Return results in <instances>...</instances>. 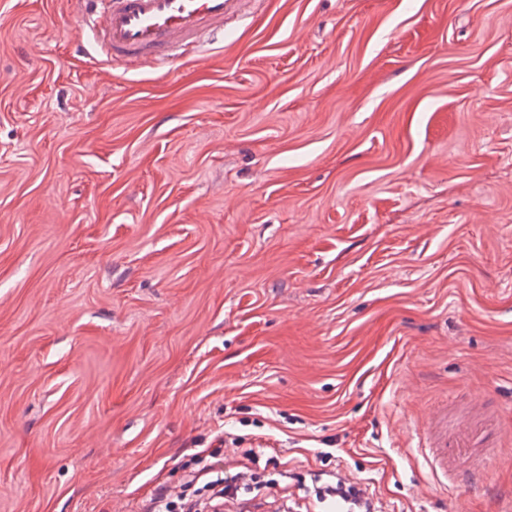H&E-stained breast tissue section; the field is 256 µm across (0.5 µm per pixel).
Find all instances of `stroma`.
Returning a JSON list of instances; mask_svg holds the SVG:
<instances>
[{"label":"stroma","mask_w":512,"mask_h":512,"mask_svg":"<svg viewBox=\"0 0 512 512\" xmlns=\"http://www.w3.org/2000/svg\"><path fill=\"white\" fill-rule=\"evenodd\" d=\"M477 397L452 495L417 435ZM219 442L298 501L512 496V0H248L129 72L0 0V512H138ZM322 475H326L330 477L322 486L317 487L315 490V499L313 498V503H309V506H312V510H309L307 506H305V511H314L320 512V510H316L319 505L327 502L329 499L341 500L346 503H359L364 501V510H359L360 512H375L377 510L378 501L375 500L373 493L371 492L368 495L366 488L358 482H350L345 481L336 477L335 472L323 473Z\"/></svg>","instance_id":"1"}]
</instances>
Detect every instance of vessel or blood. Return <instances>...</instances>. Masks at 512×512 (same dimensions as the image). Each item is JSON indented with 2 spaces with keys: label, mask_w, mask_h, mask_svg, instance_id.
I'll use <instances>...</instances> for the list:
<instances>
[{
  "label": "vessel or blood",
  "mask_w": 512,
  "mask_h": 512,
  "mask_svg": "<svg viewBox=\"0 0 512 512\" xmlns=\"http://www.w3.org/2000/svg\"><path fill=\"white\" fill-rule=\"evenodd\" d=\"M244 0H71L74 13L88 19L100 41L107 66L135 69L156 65L173 49L194 55L202 33L223 31L229 18L238 16ZM487 428L469 423L449 425L440 415L421 436L434 471L456 475V491L468 492L478 475L463 476L459 463L464 448L484 449Z\"/></svg>",
  "instance_id": "b4317fda"
}]
</instances>
